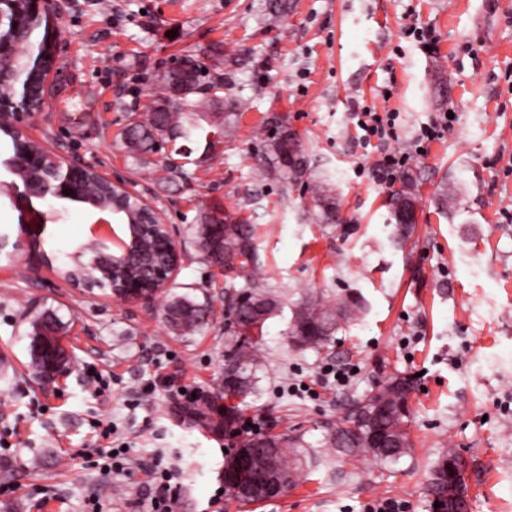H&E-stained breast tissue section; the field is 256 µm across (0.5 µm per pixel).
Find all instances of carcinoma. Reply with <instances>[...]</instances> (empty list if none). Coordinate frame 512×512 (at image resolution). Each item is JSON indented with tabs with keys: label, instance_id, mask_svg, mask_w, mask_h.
<instances>
[{
	"label": "carcinoma",
	"instance_id": "cac0c4a2",
	"mask_svg": "<svg viewBox=\"0 0 512 512\" xmlns=\"http://www.w3.org/2000/svg\"><path fill=\"white\" fill-rule=\"evenodd\" d=\"M288 15V0H269L266 6V21L276 25ZM46 19H38L34 25L33 40L29 51L19 52L6 77L0 81V100H13L19 90L31 87L34 73L29 55L39 56L45 52ZM241 58L224 55V73L209 85L201 84V78L209 72L206 64L196 63V70H181L168 65L157 75V81L163 90L169 92L186 84L188 92L178 98L160 96L145 112L135 106L127 109L125 128L120 132L115 146L127 156L136 160L157 153L164 146L179 138L191 139L199 129L194 116L202 110L216 111L217 99L209 96L212 90L230 89L235 84V76L240 69ZM197 94L199 98L188 100V96ZM235 113H224V120L212 122L211 134L219 139L230 140L235 132ZM265 166L255 173L258 183L272 178L287 182L303 180L307 165L301 152L295 133L282 125L263 141ZM20 154L39 156L46 165L52 160L46 157L38 143L20 136L12 127L0 128V167L13 179L9 185L23 182V177L13 169V160ZM86 191L91 199L112 197L111 185L101 181L94 174L85 175ZM314 207L318 208L319 218L327 223L340 220L338 204L333 188L328 183L318 186L312 195ZM419 190L417 178L410 169L402 172L400 187L391 190L388 196V208L394 221L392 236L398 245H403L413 232V225L401 223V217L409 210L418 207ZM195 238L204 259L224 268V303L227 315L228 336L226 344V364L236 368L237 380L224 383V397L247 398L255 394V379L263 365V357L249 339L264 335L267 322L282 315L286 305L285 298L271 292L265 284V275L257 263V251L254 242V228L244 222L236 212L218 205L203 213L201 224L195 228ZM210 307L187 294L175 295L163 309L164 319L173 333L178 336H192L207 324ZM363 312V304L355 294H345L331 307L323 299L307 294L292 310V317L283 330L289 343L295 347L322 352L333 342V336L341 323L358 317ZM69 325L55 313L45 310L29 321L27 336L31 338L30 362L31 375L47 383L56 374L67 368L70 357L61 345V336L67 334ZM414 389L413 380L408 376H395L386 384L363 395L356 406L359 413H350L345 423L336 427L330 434L329 443L340 453L350 458L370 456L379 463H395L411 452L409 437L408 398ZM372 430L382 431L390 439L387 448L367 446V434ZM265 444L254 448L258 440L254 436L241 444L252 453V464L258 468L273 466L288 474L290 480L285 487L293 484L301 458L297 451L284 446L280 439L266 435ZM455 466L466 470V463L460 454L448 448L434 461L429 471L427 491L435 499L442 498L445 483L453 477Z\"/></svg>",
	"mask_w": 512,
	"mask_h": 512
}]
</instances>
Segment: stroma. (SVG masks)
I'll return each mask as SVG.
<instances>
[{"mask_svg": "<svg viewBox=\"0 0 512 512\" xmlns=\"http://www.w3.org/2000/svg\"><path fill=\"white\" fill-rule=\"evenodd\" d=\"M266 3L64 0L53 87L25 133L148 190L191 257L155 302L120 303L57 273L86 239L84 212L55 223L11 205L0 213V485L15 488L0 495V512H37L33 493L48 485L56 498L44 512H81L91 494L105 512H129L128 500L147 491L144 464L160 451L182 470L177 512H204L227 452L247 438L224 431V275L203 262L194 237L216 200L254 225L268 285L289 302L355 293L365 304L328 355L292 347L285 319L269 321L259 393L241 415L263 417V432L320 461L263 503L225 494L221 512H364L381 497L437 512L425 486L445 448L466 461V512H512V0H288L274 27ZM412 26L434 30L433 50L408 36ZM227 53L243 60L235 86L219 93L241 114L231 146L207 147L201 134L177 140L188 154L175 161L190 176L173 181L160 157L137 161L114 148L126 106H152L168 59ZM356 101L398 113L388 148L410 154L418 173L420 219L401 247L390 239V188L370 172L380 151L359 144L349 119ZM449 109L451 129L417 154L421 127ZM281 123L296 133L309 174L255 184L261 141ZM323 181L342 223H323L311 206ZM444 182L460 194L442 213L433 197ZM32 236L51 241L53 263L29 252ZM183 294L210 303L205 333L177 336L163 320L167 298ZM47 308L70 323L61 343L72 359L44 385L27 373L26 321ZM328 362L353 368L346 386L289 393L290 383H315ZM396 375L415 384L411 455L382 467L325 447L355 402ZM182 387L196 390L194 403L180 399ZM97 420L129 444L128 472L107 474L82 457Z\"/></svg>", "mask_w": 512, "mask_h": 512, "instance_id": "35a3bbf8", "label": "stroma"}]
</instances>
